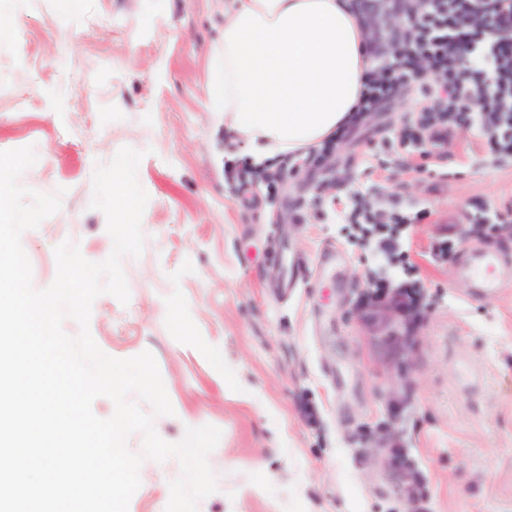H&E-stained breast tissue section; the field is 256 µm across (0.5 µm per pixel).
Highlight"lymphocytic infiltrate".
I'll list each match as a JSON object with an SVG mask.
<instances>
[{"mask_svg":"<svg viewBox=\"0 0 512 512\" xmlns=\"http://www.w3.org/2000/svg\"><path fill=\"white\" fill-rule=\"evenodd\" d=\"M428 16L409 33L392 31L390 63L369 70L358 113L377 112L401 88L421 83L431 101L423 107L418 133L431 155L441 157L460 131L485 140L498 158L512 157V0H430ZM501 38L487 40L488 25ZM427 208L413 207L382 222L362 213V235L378 238L384 256L405 262L403 226L423 223Z\"/></svg>","mask_w":512,"mask_h":512,"instance_id":"obj_1","label":"lymphocytic infiltrate"}]
</instances>
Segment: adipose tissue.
Segmentation results:
<instances>
[{
    "label": "adipose tissue",
    "instance_id": "ef3b65f1",
    "mask_svg": "<svg viewBox=\"0 0 512 512\" xmlns=\"http://www.w3.org/2000/svg\"><path fill=\"white\" fill-rule=\"evenodd\" d=\"M371 67L346 0H226L224 126L251 153L307 155L351 117Z\"/></svg>",
    "mask_w": 512,
    "mask_h": 512
}]
</instances>
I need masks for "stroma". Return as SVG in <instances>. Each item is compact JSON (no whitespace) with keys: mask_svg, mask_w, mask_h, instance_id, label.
Listing matches in <instances>:
<instances>
[{"mask_svg":"<svg viewBox=\"0 0 512 512\" xmlns=\"http://www.w3.org/2000/svg\"><path fill=\"white\" fill-rule=\"evenodd\" d=\"M427 100L418 85L364 116L332 151L242 183L228 166L247 142L224 128V0H0V151L34 146L22 182L65 188L60 211L23 233L36 288L54 248L112 251L90 208L97 165L144 154L149 196L130 298L93 303L90 330L115 358L150 351L173 415L166 441L213 425L216 493L198 512H413L375 441L395 433L425 477L429 512H512V223L475 234V198L512 203V162L460 134L445 158L400 142ZM419 204L406 239L425 298L412 347L393 350L361 317L383 260L352 235L357 203ZM459 249L436 263L429 246ZM499 285L474 288L473 254ZM177 459L146 461L129 512H165Z\"/></svg>","mask_w":512,"mask_h":512,"instance_id":"35a3bbf8","label":"stroma"}]
</instances>
